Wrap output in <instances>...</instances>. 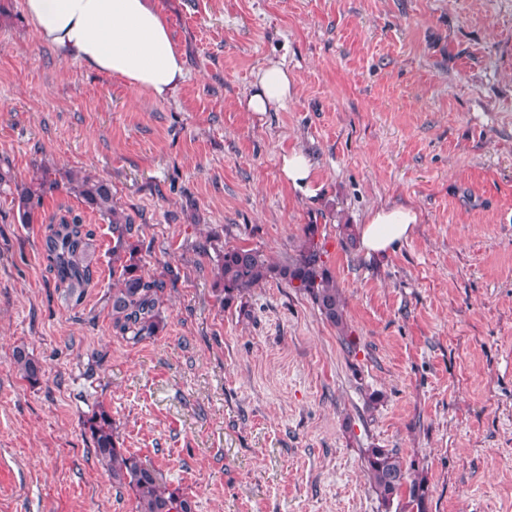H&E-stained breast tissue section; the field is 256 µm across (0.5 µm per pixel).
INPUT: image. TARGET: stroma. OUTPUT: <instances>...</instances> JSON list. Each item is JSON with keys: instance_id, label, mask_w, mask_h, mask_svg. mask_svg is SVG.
I'll list each match as a JSON object with an SVG mask.
<instances>
[{"instance_id": "1", "label": "stroma", "mask_w": 512, "mask_h": 512, "mask_svg": "<svg viewBox=\"0 0 512 512\" xmlns=\"http://www.w3.org/2000/svg\"><path fill=\"white\" fill-rule=\"evenodd\" d=\"M158 2L187 68L162 100L0 0V512H136L82 434L98 404L194 512H405L370 487L374 447L426 476L428 512H512V0ZM270 60L293 96L245 111ZM298 149L316 195L281 171ZM45 171L61 188L20 223L16 188ZM84 175L111 183L166 283L152 339L112 326L111 226L66 191ZM380 205L420 222L369 257L344 227ZM69 213L92 232L78 302L46 270ZM307 224L353 349L278 281L217 299L225 247L282 262ZM14 361L20 369L23 378L30 384L36 385L42 377V366L23 348H17L14 352Z\"/></svg>"}]
</instances>
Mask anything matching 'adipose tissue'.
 <instances>
[{"mask_svg": "<svg viewBox=\"0 0 512 512\" xmlns=\"http://www.w3.org/2000/svg\"><path fill=\"white\" fill-rule=\"evenodd\" d=\"M24 8L42 40L62 54L124 79L153 98H166L185 79L184 55L157 0H24ZM256 81L246 111L284 107L293 94L283 64L260 69ZM418 222L413 208H376L358 227V246L368 256L387 255L408 240Z\"/></svg>", "mask_w": 512, "mask_h": 512, "instance_id": "1", "label": "adipose tissue"}]
</instances>
